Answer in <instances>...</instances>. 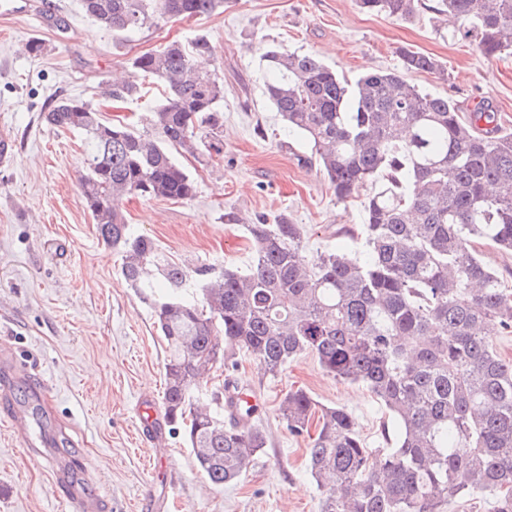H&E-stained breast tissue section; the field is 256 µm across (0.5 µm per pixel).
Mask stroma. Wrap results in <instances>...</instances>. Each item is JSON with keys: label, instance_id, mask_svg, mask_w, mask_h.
<instances>
[{"label": "stroma", "instance_id": "stroma-1", "mask_svg": "<svg viewBox=\"0 0 512 512\" xmlns=\"http://www.w3.org/2000/svg\"><path fill=\"white\" fill-rule=\"evenodd\" d=\"M26 17L0 15V126L15 141L12 167L0 168V323L4 341L29 376L12 386L15 406L34 411L42 427L68 428L60 451L73 477L95 474L111 512H319L320 493L307 465L308 441L288 433L279 404L304 388L319 404L338 405L356 419L366 447H384L385 407L360 384L334 380L304 354L272 377L244 352L238 366L214 367L207 390L231 384L258 405L267 446L237 483L214 487L198 470L181 432L163 418L165 343L149 305L121 275V255L99 237L80 193L84 140L44 119L64 98L91 104L110 123L148 132V112L162 95L111 103L105 81L129 69L139 54L172 41L208 37L212 64L224 80L223 133L195 154L174 158L194 179L189 200L125 198L126 224L151 237L176 263L248 269L247 225L288 216L302 226L306 253H364L359 230L363 203L338 202L311 148L289 134L263 96L262 48L312 54L348 80L401 64L398 47L428 54L447 69L446 79L421 72L410 80L423 91L457 104L490 101L512 132V55L489 60L468 41L450 39L441 16L420 8L408 20L360 9L356 0H226L222 10L168 21L130 40L112 37L86 18L79 0H30ZM63 17L66 29L43 27L40 13ZM33 39L44 54L25 52ZM49 390L38 408V384ZM153 411L156 429L141 418ZM62 487L45 465L30 459L25 438L0 420V512H64Z\"/></svg>", "mask_w": 512, "mask_h": 512}]
</instances>
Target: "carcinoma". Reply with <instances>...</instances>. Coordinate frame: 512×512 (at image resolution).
<instances>
[{"mask_svg": "<svg viewBox=\"0 0 512 512\" xmlns=\"http://www.w3.org/2000/svg\"><path fill=\"white\" fill-rule=\"evenodd\" d=\"M395 20L422 0H358ZM83 13L123 38L171 19L210 15L224 0H80ZM448 37L488 59L512 52V0H435ZM205 35L169 42L132 59L135 75L162 86L149 117L157 139L105 123L92 105L61 99L52 126L86 135L80 189L102 240L122 253L121 274L149 302L166 344L165 423L181 430L200 472L216 486L239 481L267 439L255 408L224 397L198 401L200 380L248 354L264 374L313 355L334 379L364 385L392 418L390 447L370 450L352 415L318 404L303 389L280 405L288 433H309L308 467L321 512H448L452 501L496 493L495 512H512V361L493 337L512 333V289L480 259L476 244L512 252V134L485 106L466 116L446 96L407 75L446 79L435 58L402 47L401 70L371 71L351 83L309 54L268 47L265 93L292 132L311 145L340 202L364 199L367 255L305 253L303 228L282 217L246 225L248 271L189 272L149 237L131 232L115 207L123 196L184 200L195 195L170 149L191 154L202 128L224 125V83L199 67ZM143 83L103 90L137 100Z\"/></svg>", "mask_w": 512, "mask_h": 512, "instance_id": "carcinoma-1", "label": "carcinoma"}]
</instances>
